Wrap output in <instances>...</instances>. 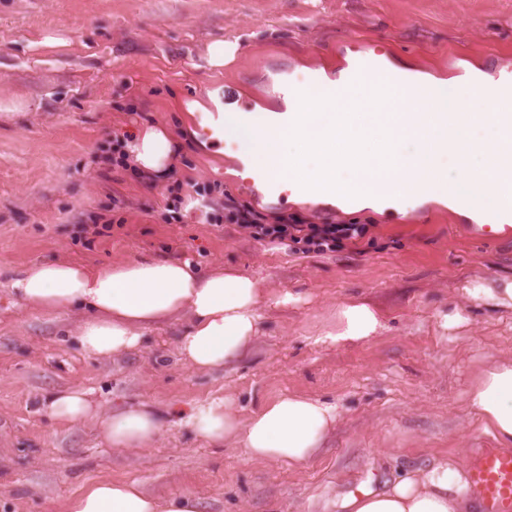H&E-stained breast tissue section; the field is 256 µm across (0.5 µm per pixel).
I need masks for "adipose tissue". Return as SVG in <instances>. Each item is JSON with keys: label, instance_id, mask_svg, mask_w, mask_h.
Here are the masks:
<instances>
[{"label": "adipose tissue", "instance_id": "ef3b65f1", "mask_svg": "<svg viewBox=\"0 0 512 512\" xmlns=\"http://www.w3.org/2000/svg\"><path fill=\"white\" fill-rule=\"evenodd\" d=\"M132 166L154 178L172 168L171 133L160 124L136 130L123 142ZM11 294L24 309L54 315L75 309L85 313L77 328L85 354L109 357L136 348L146 329L185 313L188 326L177 342L183 362L214 369L241 358L259 336L264 302L258 282L238 272L202 275L177 261L135 260L104 269L78 262L43 260L9 280ZM383 328L378 312L366 303L348 301L336 309L329 339L336 344L371 339ZM471 403L485 431L504 447L512 445V363L478 372ZM49 416L66 423L98 421L106 443L115 450L147 448L163 428L160 414L142 403L108 413L89 391L71 388L48 394ZM338 419L334 405L303 395L280 396L248 420H241L230 399L197 404L183 423L209 444L234 441L252 461L301 465L322 447ZM468 475L459 456L433 461L388 483L344 497L345 512H476L468 493ZM66 512H198L188 494L159 500L139 481L102 479L69 499Z\"/></svg>", "mask_w": 512, "mask_h": 512}]
</instances>
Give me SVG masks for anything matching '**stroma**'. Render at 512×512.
<instances>
[{
    "mask_svg": "<svg viewBox=\"0 0 512 512\" xmlns=\"http://www.w3.org/2000/svg\"><path fill=\"white\" fill-rule=\"evenodd\" d=\"M228 39L240 46L236 59L210 67L209 45ZM371 54L455 89L462 75L512 67V0H0V512H64L97 479H134L158 497L189 493L199 512H342L345 494L496 447L470 389L482 366L512 361V308L464 289L511 282L512 242H474L451 206L430 198L402 218L269 203L194 124L214 101L211 84L230 85L262 112L279 106L285 74L333 79L353 56ZM156 123L180 146L171 175L113 166L115 137ZM176 185L218 205L232 194L269 217L369 224L375 245L303 252L241 224L206 223L188 200L168 221L164 198ZM52 259L233 270L274 302L252 350L227 367L183 363L179 319L145 331L134 350L95 358L74 334L79 311L29 313L6 286L11 272ZM291 292L300 303H283ZM350 299L372 305L383 330L343 346L325 341ZM454 311L461 322L442 329L439 314ZM64 388L90 391L107 412L151 403L166 414L162 433L151 447L112 450L98 422L47 415L44 394ZM288 394L325 400L340 415L303 465L204 443L171 412L230 396L247 418Z\"/></svg>",
    "mask_w": 512,
    "mask_h": 512,
    "instance_id": "35a3bbf8",
    "label": "stroma"
}]
</instances>
